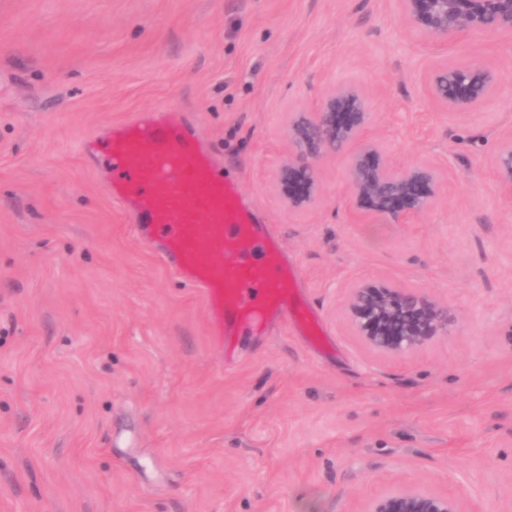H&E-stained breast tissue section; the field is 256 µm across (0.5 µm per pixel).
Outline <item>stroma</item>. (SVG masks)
<instances>
[{"mask_svg":"<svg viewBox=\"0 0 512 512\" xmlns=\"http://www.w3.org/2000/svg\"><path fill=\"white\" fill-rule=\"evenodd\" d=\"M446 43L397 0H0V512H360L392 484L512 512V37ZM475 61L494 93L438 106L433 78ZM344 85L390 162L441 172L414 223L352 221L345 152L317 160L314 207L285 206L288 120ZM160 107L280 240L326 350L276 323L226 366L201 296L138 244L80 144ZM360 280L457 325L374 355L345 311ZM494 168L497 174L501 192L508 197L512 196V135L499 142L494 158Z\"/></svg>","mask_w":512,"mask_h":512,"instance_id":"35a3bbf8","label":"stroma"}]
</instances>
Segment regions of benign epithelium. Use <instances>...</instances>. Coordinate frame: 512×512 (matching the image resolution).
<instances>
[{
	"instance_id": "7a95c632",
	"label": "benign epithelium",
	"mask_w": 512,
	"mask_h": 512,
	"mask_svg": "<svg viewBox=\"0 0 512 512\" xmlns=\"http://www.w3.org/2000/svg\"><path fill=\"white\" fill-rule=\"evenodd\" d=\"M404 20L431 38L472 29H492L512 35V0H399ZM496 85L495 76L480 63L457 69L453 86L446 72L437 74L430 96L454 111L475 107ZM372 124L363 93L343 86L328 94L313 112H300L288 124V161L279 171L284 202L291 210L317 200L314 161L334 154L351 142L360 143L349 160L346 184L352 219H386L411 223L438 196L439 171L428 163L399 167L389 162L380 143L367 136ZM501 192L512 196V135L499 142L494 158ZM346 312L359 340L382 357L418 351L448 335L454 310L419 288H395L386 281L354 284ZM360 512H462L458 498L424 487L388 488L365 501Z\"/></svg>"
}]
</instances>
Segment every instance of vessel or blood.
Returning <instances> with one entry per match:
<instances>
[{
	"mask_svg": "<svg viewBox=\"0 0 512 512\" xmlns=\"http://www.w3.org/2000/svg\"><path fill=\"white\" fill-rule=\"evenodd\" d=\"M107 148V190L139 244L201 294L211 339L224 346L271 320L300 324L289 290L295 275L277 239L257 223L239 185L198 140L181 112H140L86 138L82 152Z\"/></svg>",
	"mask_w": 512,
	"mask_h": 512,
	"instance_id": "b4317fda",
	"label": "vessel or blood"
}]
</instances>
